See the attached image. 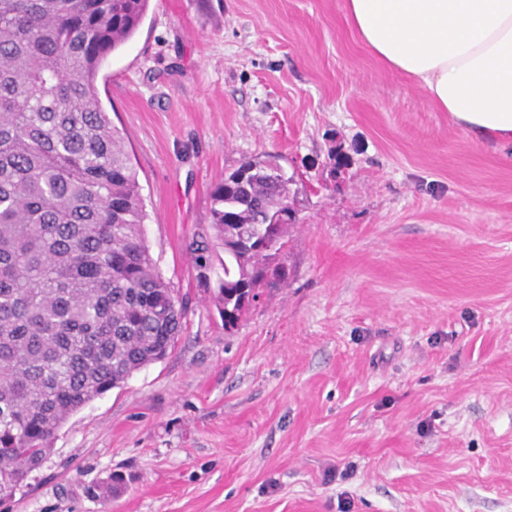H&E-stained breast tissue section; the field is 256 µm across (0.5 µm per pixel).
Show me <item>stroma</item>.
Wrapping results in <instances>:
<instances>
[{
  "label": "stroma",
  "mask_w": 512,
  "mask_h": 512,
  "mask_svg": "<svg viewBox=\"0 0 512 512\" xmlns=\"http://www.w3.org/2000/svg\"><path fill=\"white\" fill-rule=\"evenodd\" d=\"M342 6L149 0L108 58L184 327L0 512H512V146L453 125ZM268 155L288 277L228 327L224 247L204 279L189 245L213 186Z\"/></svg>",
  "instance_id": "35a3bbf8"
}]
</instances>
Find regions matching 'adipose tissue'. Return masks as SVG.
I'll use <instances>...</instances> for the list:
<instances>
[{"label":"adipose tissue","instance_id":"ef3b65f1","mask_svg":"<svg viewBox=\"0 0 512 512\" xmlns=\"http://www.w3.org/2000/svg\"><path fill=\"white\" fill-rule=\"evenodd\" d=\"M343 11L453 124L512 143V0H344Z\"/></svg>","mask_w":512,"mask_h":512}]
</instances>
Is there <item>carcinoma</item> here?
<instances>
[{
  "mask_svg": "<svg viewBox=\"0 0 512 512\" xmlns=\"http://www.w3.org/2000/svg\"><path fill=\"white\" fill-rule=\"evenodd\" d=\"M148 0H0V493L48 454L61 424L164 358L183 308L144 242L125 136L98 73ZM289 179L246 161L211 191L224 240V325L269 285L286 245L240 233L287 210ZM210 265L206 238L192 244Z\"/></svg>",
  "mask_w": 512,
  "mask_h": 512,
  "instance_id": "obj_1",
  "label": "carcinoma"
}]
</instances>
